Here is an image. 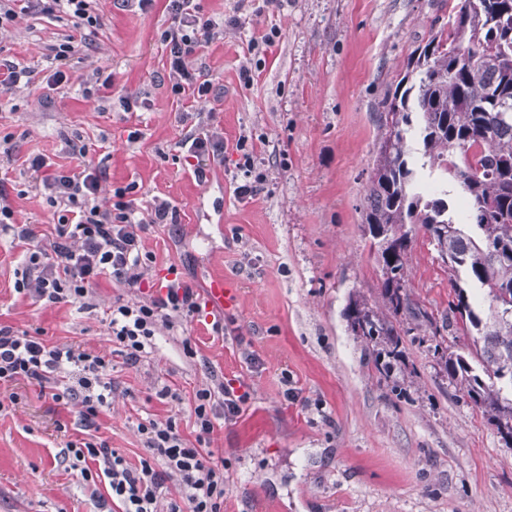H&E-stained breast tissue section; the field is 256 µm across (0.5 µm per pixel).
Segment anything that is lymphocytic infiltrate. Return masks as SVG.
<instances>
[{
	"mask_svg": "<svg viewBox=\"0 0 512 512\" xmlns=\"http://www.w3.org/2000/svg\"><path fill=\"white\" fill-rule=\"evenodd\" d=\"M94 0H0V28L22 14L62 12L76 18L77 25L93 30L100 18ZM173 23L161 34L168 51L171 91L179 98L200 101L212 86L202 70L190 67L223 21L203 12L195 0H168ZM195 180L205 181L211 161L223 158L224 136L213 126H193L179 143ZM83 159L82 171L52 169L45 156L29 158L30 170L48 192L57 222L50 231V244H43L28 224L16 223L9 205L0 206V237H8L21 250L22 271L16 279L17 293L31 297L46 308L72 304L89 312L95 288L109 280L113 286L140 288L153 261L143 239L150 229L178 221L179 211L171 201L153 197L140 208L132 197L134 185L116 188L108 202L99 190L106 177L104 167L86 163V147L76 148ZM202 311L200 294L190 283L173 279L163 294L142 301L116 296L106 312L113 344L128 363L150 355L159 329H174L192 321ZM112 360L78 345H59L27 331L0 325V387L26 381L50 390L53 400L79 401L81 420L95 424L105 407L115 381ZM249 399L233 385L217 383L196 391L193 414L194 440H187L175 417L140 422L138 432L144 448L138 465H130L106 444L67 443L70 467L83 481L101 482L107 496L121 512H158L167 478H177L179 497L168 512H221L224 503V460L207 443L220 419H233Z\"/></svg>",
	"mask_w": 512,
	"mask_h": 512,
	"instance_id": "1",
	"label": "lymphocytic infiltrate"
}]
</instances>
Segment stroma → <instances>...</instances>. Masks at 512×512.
Listing matches in <instances>:
<instances>
[{"mask_svg": "<svg viewBox=\"0 0 512 512\" xmlns=\"http://www.w3.org/2000/svg\"><path fill=\"white\" fill-rule=\"evenodd\" d=\"M200 4L223 18L224 31L203 51L213 92L192 113L170 90L166 0L145 13L125 0H96L101 25L70 55L68 81L58 87L48 83L54 49L73 34L74 18L32 14L0 29V56L34 75L0 95V182L17 222L48 232L53 209L26 160L43 154L58 169H78L70 148L78 140L88 161H107L101 198L133 183L142 204L160 196L179 211L178 224L144 238L155 261L140 300L175 274L200 289L221 274L241 293L239 308L224 316L225 336L213 334L210 320L192 321L189 356L163 330L151 356L131 367L102 321L115 294L110 283L98 285L93 312L42 308L15 292L19 253L0 241V323L111 355L116 380L95 430L82 427L75 402L14 385L16 403L0 411V512H101L93 485L70 470L66 442H103L138 464V423L174 416L194 438L195 393L216 379L250 395L210 440L224 454L223 512H512V447L456 398L430 330L404 337L388 379L368 364L344 315L354 296L381 303L378 264L360 228L380 136L377 105L425 42L439 0ZM269 33L273 46L252 49ZM99 73L111 76V88L85 95ZM197 123L219 128L229 144L204 183L179 146ZM133 130L141 137L132 142ZM242 135L258 142L262 176L246 198L236 193L245 181L234 150ZM407 268L416 300L444 316L448 272L424 235ZM165 385L177 398L158 397ZM288 387L297 402L285 403Z\"/></svg>", "mask_w": 512, "mask_h": 512, "instance_id": "35a3bbf8", "label": "stroma"}]
</instances>
